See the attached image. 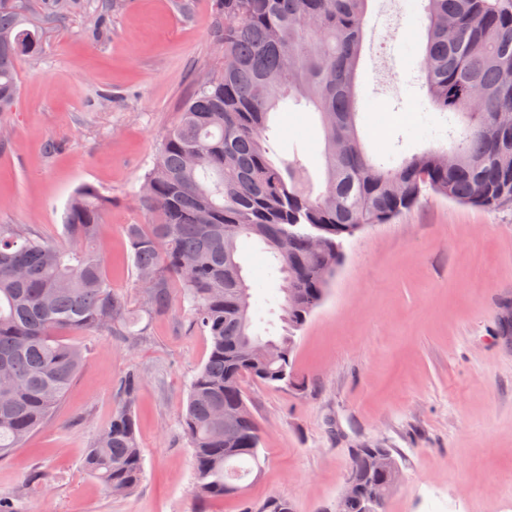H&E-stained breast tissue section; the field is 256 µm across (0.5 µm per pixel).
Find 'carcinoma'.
Returning a JSON list of instances; mask_svg holds the SVG:
<instances>
[{
  "label": "carcinoma",
  "instance_id": "1",
  "mask_svg": "<svg viewBox=\"0 0 512 512\" xmlns=\"http://www.w3.org/2000/svg\"><path fill=\"white\" fill-rule=\"evenodd\" d=\"M369 0H224L218 24L223 64L182 104L144 176L139 200L148 224L125 234L143 311L162 313L180 297L210 351L193 377L181 427L192 449L195 494L205 503L260 463L261 428L243 382H295L292 354L302 330L325 300L344 238L357 224H390L423 191L485 211L512 209V149L498 144L500 118L512 115V0H423L421 72L430 104L447 114L451 149L428 148L396 166L374 161L357 128L356 92ZM30 0H0V113L19 96L17 63L41 53L29 24ZM293 101L319 116L325 188L314 193L301 160L278 158L268 142L270 119ZM466 120L454 137V119ZM112 197L85 184L64 215L66 245L12 224L0 225V460L11 457L47 424L85 362V348L63 330L137 336L140 322L127 296L92 247ZM253 240L279 275L284 334H251V290L239 260ZM260 347L271 357L260 358ZM238 411L224 430L216 413ZM85 469L109 492L131 493L144 474L130 410L112 414L86 450ZM348 475L392 492L374 473L370 450L352 455Z\"/></svg>",
  "mask_w": 512,
  "mask_h": 512
}]
</instances>
